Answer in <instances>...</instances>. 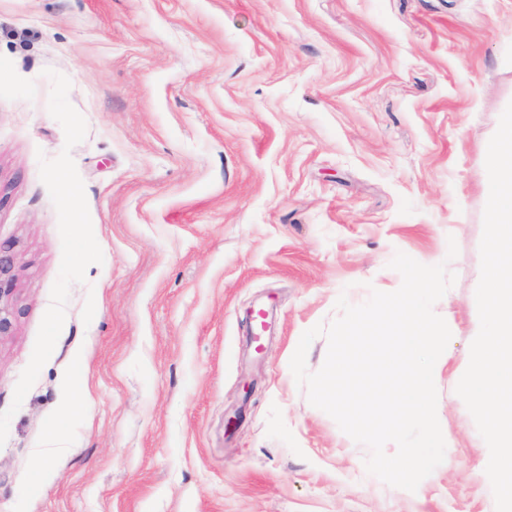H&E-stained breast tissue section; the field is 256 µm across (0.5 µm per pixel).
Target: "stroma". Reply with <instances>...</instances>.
Wrapping results in <instances>:
<instances>
[{
    "label": "stroma",
    "mask_w": 512,
    "mask_h": 512,
    "mask_svg": "<svg viewBox=\"0 0 512 512\" xmlns=\"http://www.w3.org/2000/svg\"><path fill=\"white\" fill-rule=\"evenodd\" d=\"M1 60L0 512H496L455 388L512 0H0ZM399 251L456 276L450 446L413 492L290 369L339 296L400 287ZM11 245H0V343L13 336L16 327L15 256Z\"/></svg>",
    "instance_id": "obj_1"
}]
</instances>
